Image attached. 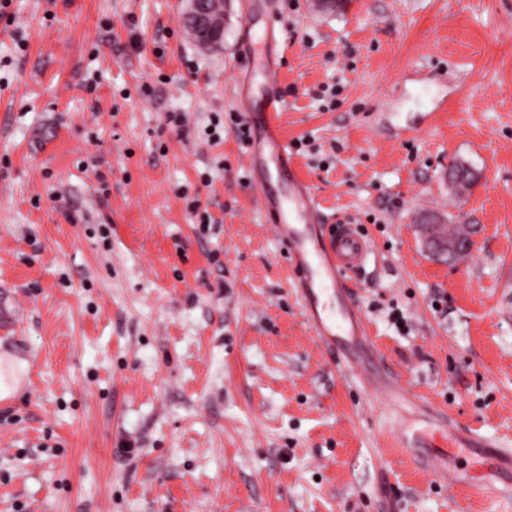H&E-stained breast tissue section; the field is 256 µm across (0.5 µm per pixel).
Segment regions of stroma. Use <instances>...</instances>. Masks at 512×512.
Here are the masks:
<instances>
[{
    "label": "stroma",
    "instance_id": "35a3bbf8",
    "mask_svg": "<svg viewBox=\"0 0 512 512\" xmlns=\"http://www.w3.org/2000/svg\"><path fill=\"white\" fill-rule=\"evenodd\" d=\"M253 2L213 48L182 0L0 17V512H500L395 438L405 397L512 445V0H277L279 123L323 223L371 241L349 287L377 377L306 327L246 166ZM431 215L465 256L427 251Z\"/></svg>",
    "mask_w": 512,
    "mask_h": 512
}]
</instances>
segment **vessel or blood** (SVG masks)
<instances>
[{"label":"vessel or blood","mask_w":512,"mask_h":512,"mask_svg":"<svg viewBox=\"0 0 512 512\" xmlns=\"http://www.w3.org/2000/svg\"><path fill=\"white\" fill-rule=\"evenodd\" d=\"M277 21L274 0L246 19L248 26L264 25L267 35L262 79H249L238 93L253 129L246 163L260 175L261 206L293 270L309 330L346 362L361 363L369 371L376 350L346 283L367 261L371 245L356 225L322 223L314 191L295 171L291 144L278 121L284 102L270 86L277 68ZM398 439L402 447L440 461L453 486L512 499L511 450L476 437L461 439L444 419L402 418Z\"/></svg>","instance_id":"b4317fda"}]
</instances>
